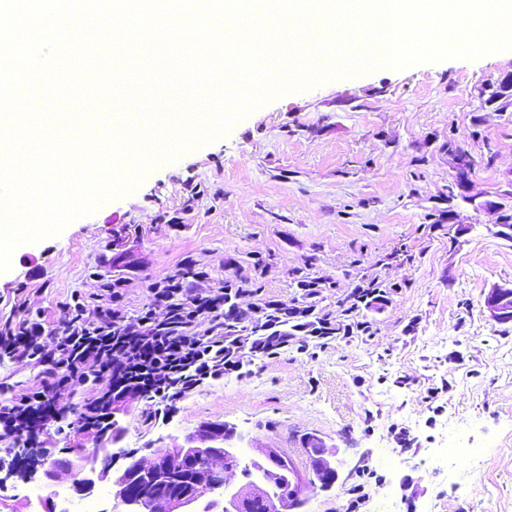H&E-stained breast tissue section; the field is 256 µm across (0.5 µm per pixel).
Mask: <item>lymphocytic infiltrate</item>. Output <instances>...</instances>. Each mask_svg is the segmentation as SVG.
I'll return each instance as SVG.
<instances>
[{
    "label": "lymphocytic infiltrate",
    "instance_id": "f902f5d3",
    "mask_svg": "<svg viewBox=\"0 0 512 512\" xmlns=\"http://www.w3.org/2000/svg\"><path fill=\"white\" fill-rule=\"evenodd\" d=\"M206 271L174 269L151 289L152 300L133 317L109 304L92 307L81 300L66 304L56 325L44 315L0 324V360L25 361L38 372L25 391L0 403V442L15 458L35 464L51 425L76 420L96 433L110 424L114 399L134 394L163 417L201 385L229 374L244 377L255 358L275 359L298 337L320 338L321 323L307 306H292V336H250L228 345L224 336V290L206 287ZM105 382L86 399L80 413L60 404L58 395L73 383Z\"/></svg>",
    "mask_w": 512,
    "mask_h": 512
}]
</instances>
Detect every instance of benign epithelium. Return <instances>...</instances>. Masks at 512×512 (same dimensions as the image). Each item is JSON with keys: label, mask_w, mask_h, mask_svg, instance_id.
Returning <instances> with one entry per match:
<instances>
[{"label": "benign epithelium", "mask_w": 512, "mask_h": 512, "mask_svg": "<svg viewBox=\"0 0 512 512\" xmlns=\"http://www.w3.org/2000/svg\"><path fill=\"white\" fill-rule=\"evenodd\" d=\"M455 175L469 173L472 159L463 149L449 152ZM490 317L500 323L512 322V287L494 286L484 299ZM122 427L115 424L110 433L67 456L54 458L22 474L0 467V482L17 479L37 483L56 494L60 474L71 477V496L83 499L105 485L111 489L113 512H240L253 500H261L265 512H299L305 502L293 491L298 484L294 470L283 468L285 457L275 448H264L254 475L244 482L228 477L230 460L238 457L235 427L225 423H205L185 443L151 459L135 458L112 447L123 439ZM314 467L322 476L314 484L319 491L332 488L338 478L332 453L322 439L312 437L308 444ZM288 473L289 487L280 486L279 475Z\"/></svg>", "instance_id": "obj_1"}]
</instances>
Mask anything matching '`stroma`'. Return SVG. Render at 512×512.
<instances>
[{
	"instance_id": "35a3bbf8",
	"label": "stroma",
	"mask_w": 512,
	"mask_h": 512,
	"mask_svg": "<svg viewBox=\"0 0 512 512\" xmlns=\"http://www.w3.org/2000/svg\"><path fill=\"white\" fill-rule=\"evenodd\" d=\"M512 73V50L407 69L367 70L273 98L226 133L150 168L131 194L71 221L59 235L20 244L0 272V323L41 311L56 321L72 297L118 294L125 316L181 265L223 286L230 261L263 259L259 299L301 301L294 279L323 285L319 309L344 321V299L365 278L389 286L362 306L368 336L289 346L258 358L245 379L225 376L186 396L176 416L147 421L130 401L121 443L141 456L184 444L205 422L236 427L243 459L275 447L311 475L302 439L336 450L339 478L304 488L302 512H371L381 485L394 512H512V322L484 298L512 286V240L494 211L449 199V144L473 159L475 191L512 192V109L484 107L479 88ZM197 195H190L191 185ZM456 210L466 224L448 222ZM468 419L481 468L451 479L430 452L450 417Z\"/></svg>"
}]
</instances>
